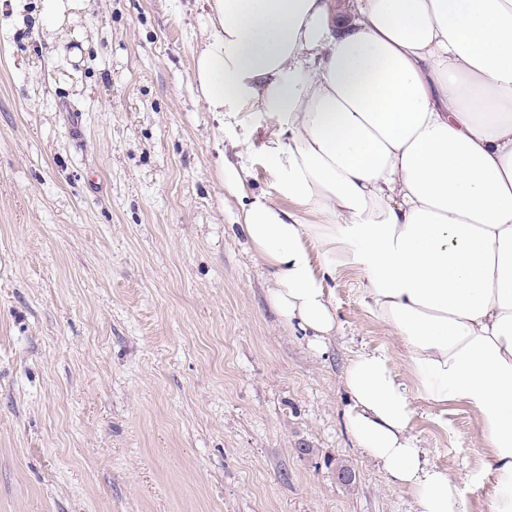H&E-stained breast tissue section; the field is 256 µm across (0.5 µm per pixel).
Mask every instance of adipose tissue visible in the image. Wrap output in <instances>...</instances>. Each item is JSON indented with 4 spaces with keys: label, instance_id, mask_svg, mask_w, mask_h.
I'll return each instance as SVG.
<instances>
[{
    "label": "adipose tissue",
    "instance_id": "adipose-tissue-1",
    "mask_svg": "<svg viewBox=\"0 0 512 512\" xmlns=\"http://www.w3.org/2000/svg\"><path fill=\"white\" fill-rule=\"evenodd\" d=\"M194 81L282 198L224 167L268 302L313 344L337 327V266L416 379L357 352L347 425L418 512H466L411 432V393L484 424L492 512H512V0H211ZM267 118L253 140L249 114ZM244 160L252 173L250 179L252 191L254 193H263L269 199L281 203L282 199L277 195L274 189L272 177L264 162L254 154L251 157H244Z\"/></svg>",
    "mask_w": 512,
    "mask_h": 512
}]
</instances>
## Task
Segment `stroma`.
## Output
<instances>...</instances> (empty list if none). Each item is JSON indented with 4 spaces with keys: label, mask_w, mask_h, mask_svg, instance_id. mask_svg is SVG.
Masks as SVG:
<instances>
[{
    "label": "stroma",
    "mask_w": 512,
    "mask_h": 512,
    "mask_svg": "<svg viewBox=\"0 0 512 512\" xmlns=\"http://www.w3.org/2000/svg\"><path fill=\"white\" fill-rule=\"evenodd\" d=\"M38 4L0 0V512H417L346 425L354 353L415 386L362 277L337 269L321 349L267 302L193 79L210 0H86L55 30ZM412 404L491 512L480 415Z\"/></svg>",
    "instance_id": "1"
}]
</instances>
